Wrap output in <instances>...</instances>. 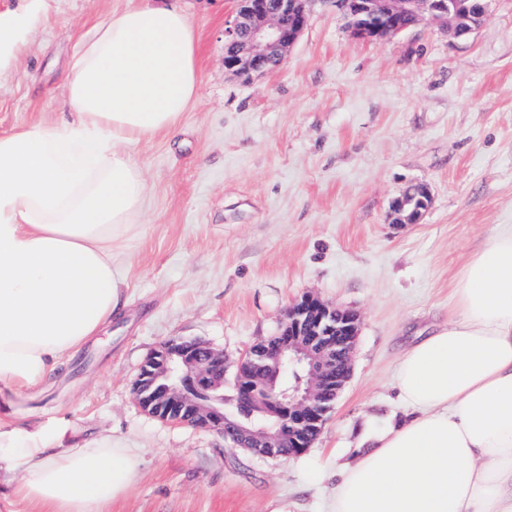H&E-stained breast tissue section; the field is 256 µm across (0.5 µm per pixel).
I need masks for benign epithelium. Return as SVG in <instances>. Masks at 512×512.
<instances>
[{"label":"benign epithelium","mask_w":512,"mask_h":512,"mask_svg":"<svg viewBox=\"0 0 512 512\" xmlns=\"http://www.w3.org/2000/svg\"><path fill=\"white\" fill-rule=\"evenodd\" d=\"M224 23V72L250 78L280 66L308 25L315 0H238ZM353 37L391 39L422 22L463 37L478 28L491 0L471 15L463 0H333ZM424 185L395 199L398 224H417L430 205ZM360 318L307 294L288 308L282 339L251 347L240 356L239 417L224 412V354L208 345L173 337L144 362L134 382L138 406L162 421L219 431L234 446L266 457L298 455L311 447L351 371Z\"/></svg>","instance_id":"obj_1"}]
</instances>
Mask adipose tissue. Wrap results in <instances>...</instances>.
Segmentation results:
<instances>
[{
	"label": "adipose tissue",
	"instance_id": "obj_1",
	"mask_svg": "<svg viewBox=\"0 0 512 512\" xmlns=\"http://www.w3.org/2000/svg\"><path fill=\"white\" fill-rule=\"evenodd\" d=\"M48 0L0 12V74ZM194 25L175 7L111 14L66 77L74 122L0 134V480L37 512H104L136 449L72 442L68 420L19 425L16 402L103 334L124 300L114 250L146 209L130 149L178 131L199 85ZM444 326L407 349L405 409L340 468L329 512H512V228L474 254Z\"/></svg>",
	"mask_w": 512,
	"mask_h": 512
}]
</instances>
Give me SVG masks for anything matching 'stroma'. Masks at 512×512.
Returning <instances> with one entry per match:
<instances>
[{"instance_id":"1","label":"stroma","mask_w":512,"mask_h":512,"mask_svg":"<svg viewBox=\"0 0 512 512\" xmlns=\"http://www.w3.org/2000/svg\"><path fill=\"white\" fill-rule=\"evenodd\" d=\"M144 4L191 17L197 96L180 133L130 151L148 203L117 257L125 306L23 407L70 421L75 443L109 433L137 448V482L108 512H328L330 471L401 416V354L447 323L466 263L512 226V0H492L463 38L422 23L381 43L315 0L284 63L248 79L224 71L235 0H49L0 75V132L70 120L62 82L81 41ZM419 183L432 199L421 223H392V201ZM307 293L361 327L352 376L302 454L256 456L135 403L165 340H202L232 365Z\"/></svg>"}]
</instances>
